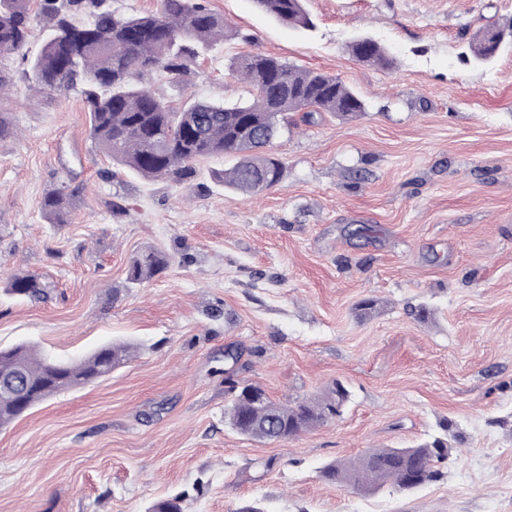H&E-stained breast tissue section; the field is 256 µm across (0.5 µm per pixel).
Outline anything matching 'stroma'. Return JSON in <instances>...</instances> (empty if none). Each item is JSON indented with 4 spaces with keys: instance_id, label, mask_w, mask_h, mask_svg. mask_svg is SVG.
Segmentation results:
<instances>
[{
    "instance_id": "obj_1",
    "label": "stroma",
    "mask_w": 512,
    "mask_h": 512,
    "mask_svg": "<svg viewBox=\"0 0 512 512\" xmlns=\"http://www.w3.org/2000/svg\"><path fill=\"white\" fill-rule=\"evenodd\" d=\"M206 5L236 35L201 49L186 83L151 79L173 107L245 96L231 64L264 53L336 74L365 110L293 119L273 144L281 182L246 196L214 179L227 158L178 185L118 170L79 88L0 63L15 128L0 139V348L136 347L0 429V512H146L174 497L183 512H512V48L488 65L468 50L512 0H305L307 32L252 0ZM363 35L393 68L347 52ZM58 190L62 224L42 210ZM146 248L171 262L129 284ZM21 273L41 277L42 298L9 291ZM338 381L342 416L285 441L224 416L236 384L285 404ZM447 431L442 479L412 493L317 474Z\"/></svg>"
}]
</instances>
